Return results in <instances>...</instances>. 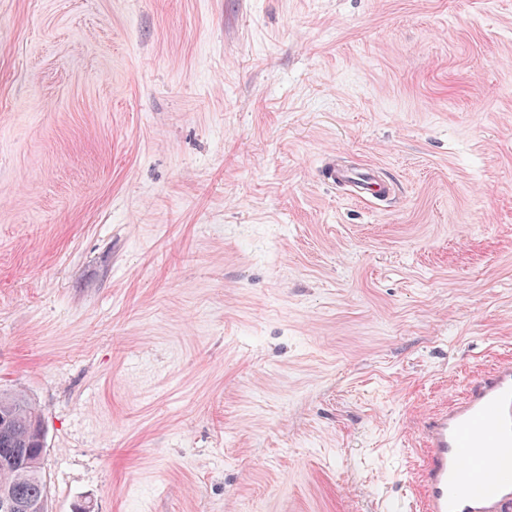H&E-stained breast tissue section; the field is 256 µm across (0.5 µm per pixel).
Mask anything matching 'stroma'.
Here are the masks:
<instances>
[{"label":"stroma","instance_id":"1","mask_svg":"<svg viewBox=\"0 0 512 512\" xmlns=\"http://www.w3.org/2000/svg\"><path fill=\"white\" fill-rule=\"evenodd\" d=\"M509 358L512 0H0L48 512H419L426 415ZM326 178L335 183L340 182L355 187L362 199H377L384 196L389 188L372 169L354 170L349 168H329Z\"/></svg>","mask_w":512,"mask_h":512}]
</instances>
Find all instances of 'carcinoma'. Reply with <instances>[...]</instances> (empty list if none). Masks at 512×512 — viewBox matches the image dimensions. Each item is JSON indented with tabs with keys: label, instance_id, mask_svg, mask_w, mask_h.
<instances>
[{
	"label": "carcinoma",
	"instance_id": "obj_1",
	"mask_svg": "<svg viewBox=\"0 0 512 512\" xmlns=\"http://www.w3.org/2000/svg\"><path fill=\"white\" fill-rule=\"evenodd\" d=\"M43 419L20 392H0V495L19 504H46L45 445L35 432Z\"/></svg>",
	"mask_w": 512,
	"mask_h": 512
}]
</instances>
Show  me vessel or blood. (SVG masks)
<instances>
[{
    "instance_id": "vessel-or-blood-1",
    "label": "vessel or blood",
    "mask_w": 512,
    "mask_h": 512,
    "mask_svg": "<svg viewBox=\"0 0 512 512\" xmlns=\"http://www.w3.org/2000/svg\"><path fill=\"white\" fill-rule=\"evenodd\" d=\"M327 178L363 199L388 191L373 170L329 168ZM422 512H512V361L468 383L423 424Z\"/></svg>"
}]
</instances>
